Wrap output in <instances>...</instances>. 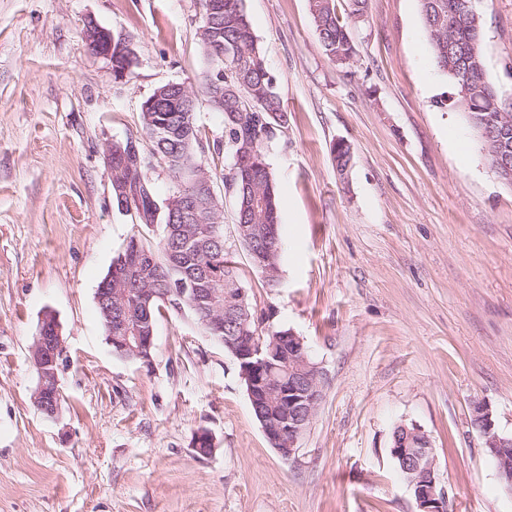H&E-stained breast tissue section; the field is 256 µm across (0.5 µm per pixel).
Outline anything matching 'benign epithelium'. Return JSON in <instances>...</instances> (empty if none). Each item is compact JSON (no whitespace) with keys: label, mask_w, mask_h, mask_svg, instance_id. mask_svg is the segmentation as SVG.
I'll list each match as a JSON object with an SVG mask.
<instances>
[{"label":"benign epithelium","mask_w":512,"mask_h":512,"mask_svg":"<svg viewBox=\"0 0 512 512\" xmlns=\"http://www.w3.org/2000/svg\"><path fill=\"white\" fill-rule=\"evenodd\" d=\"M83 35L93 48L92 54L112 64V33L89 20L84 25ZM484 153L496 175L508 177V183L512 184V169L500 155L487 148ZM247 300V292L243 288L225 293V309L229 310L226 320L241 328L246 327L251 320ZM96 301L109 320L107 333H115L116 343L130 350L145 364H150L153 329H131L123 318H112V287L109 285L97 290ZM229 347L242 364L241 378L247 382L249 399L254 402L273 397L280 406L279 420L260 417L266 438L279 454L293 456L322 399L321 367L310 359L303 339L291 331L285 336L275 337L265 351L262 350V341L255 336H239L229 342ZM63 350L60 324L53 313L46 312L40 319L31 346V365L37 374L33 402L40 411L48 406L56 411L60 408L62 395L58 369ZM262 354L265 362L274 357L288 365V384L276 383L275 369L260 368L253 362ZM471 424L483 438L484 447H512V436L501 435L495 430L492 413L486 406L480 403L474 406ZM393 456L401 459L403 470L408 474V487L418 512H447L448 495L439 488L436 459L428 436L417 426L411 430L404 423L398 424L393 437Z\"/></svg>","instance_id":"obj_1"}]
</instances>
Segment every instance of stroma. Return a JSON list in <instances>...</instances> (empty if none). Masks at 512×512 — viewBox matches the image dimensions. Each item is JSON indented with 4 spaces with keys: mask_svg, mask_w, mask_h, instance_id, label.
<instances>
[{
    "mask_svg": "<svg viewBox=\"0 0 512 512\" xmlns=\"http://www.w3.org/2000/svg\"><path fill=\"white\" fill-rule=\"evenodd\" d=\"M489 80L512 90V0H475ZM288 126L266 147L279 195V281L235 236L220 114L198 110L197 156L224 197L226 250L270 325L301 336L325 384L291 458L251 411L236 359L164 311L151 364L113 355L95 293L136 233L117 210L106 145L135 134L160 85L196 87L201 0H0V512H416L394 427L430 438L449 512H512L483 440L485 404L512 434V186L444 105L419 0H369L359 52H322L308 0H245ZM131 39L114 80L81 32ZM352 147L347 181L331 156ZM64 356L55 417L34 406L44 311ZM206 429L211 455L193 439Z\"/></svg>",
    "mask_w": 512,
    "mask_h": 512,
    "instance_id": "35a3bbf8",
    "label": "stroma"
}]
</instances>
